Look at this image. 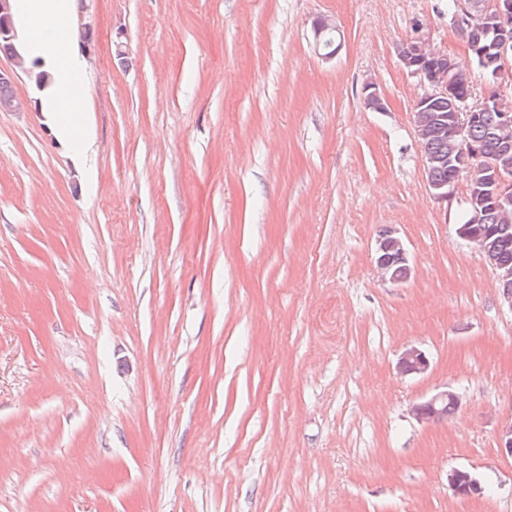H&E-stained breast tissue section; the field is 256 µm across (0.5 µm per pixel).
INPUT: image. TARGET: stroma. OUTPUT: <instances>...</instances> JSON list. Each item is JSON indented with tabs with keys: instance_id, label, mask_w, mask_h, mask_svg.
<instances>
[{
	"instance_id": "stroma-1",
	"label": "stroma",
	"mask_w": 512,
	"mask_h": 512,
	"mask_svg": "<svg viewBox=\"0 0 512 512\" xmlns=\"http://www.w3.org/2000/svg\"><path fill=\"white\" fill-rule=\"evenodd\" d=\"M443 2L75 11L90 157L0 112V512H512V310L428 190L426 86L396 51L464 57ZM387 227L402 285L375 267ZM409 346L426 374L397 370ZM448 387L447 422L410 415ZM455 467L480 495L452 494ZM376 267L381 278L393 284H401L407 281L411 274L408 249L399 232L393 228L388 230L376 240ZM392 256L403 259V266L395 268L391 261Z\"/></svg>"
}]
</instances>
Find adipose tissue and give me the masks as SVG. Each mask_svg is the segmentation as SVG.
Here are the masks:
<instances>
[{"instance_id":"obj_1","label":"adipose tissue","mask_w":512,"mask_h":512,"mask_svg":"<svg viewBox=\"0 0 512 512\" xmlns=\"http://www.w3.org/2000/svg\"><path fill=\"white\" fill-rule=\"evenodd\" d=\"M16 47L40 61L50 83L39 111L56 140L74 157L87 158L93 136L86 123L84 64L73 26L75 0H12Z\"/></svg>"}]
</instances>
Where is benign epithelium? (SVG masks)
<instances>
[{
  "label": "benign epithelium",
  "instance_id": "benign-epithelium-1",
  "mask_svg": "<svg viewBox=\"0 0 512 512\" xmlns=\"http://www.w3.org/2000/svg\"><path fill=\"white\" fill-rule=\"evenodd\" d=\"M456 29L470 32L466 54L479 57V67L463 65L454 55L435 49L426 40H414L397 46V55L407 72L427 82V89L413 105L414 132L422 143L434 137L452 134L459 154L448 160V179L435 180L430 172L440 159L423 152V170L432 196L440 202L455 197L468 206L471 221L459 224L457 236L482 254H487L489 227L482 226L488 209L500 217L512 216V0H458L452 19ZM16 32L11 15V0H0V41L11 43ZM488 81L489 94L482 99L474 95L475 76ZM364 102L374 111L385 110V102L372 83L364 86ZM447 102L448 112L431 111L436 102ZM498 112L501 117V145L494 151L470 136L469 128L480 112ZM376 267L381 278L401 284L410 277L408 249L399 232L388 229L376 240ZM498 283L506 287L500 292L503 303L512 310V267L494 265ZM397 368L404 375H420L430 368V360L422 349L411 346L399 355ZM461 395L451 389L439 391L412 406L411 414L420 423H440L448 419V406L460 408ZM448 487L460 498H470L482 491L479 479L467 468L448 472Z\"/></svg>",
  "mask_w": 512,
  "mask_h": 512
}]
</instances>
